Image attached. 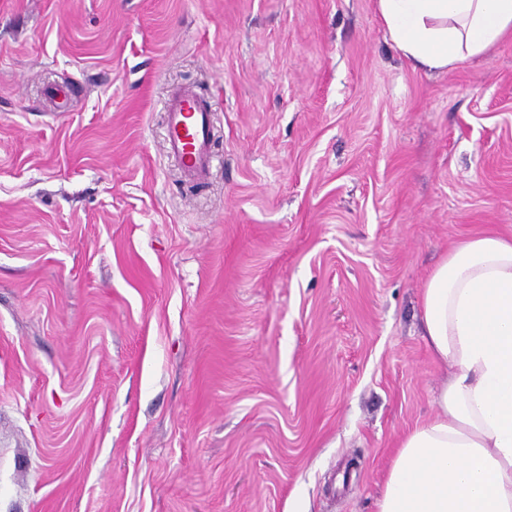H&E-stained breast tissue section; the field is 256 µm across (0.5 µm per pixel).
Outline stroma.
<instances>
[{"mask_svg":"<svg viewBox=\"0 0 512 512\" xmlns=\"http://www.w3.org/2000/svg\"><path fill=\"white\" fill-rule=\"evenodd\" d=\"M484 230L512 37L428 71L375 0H0V512H376L448 379L421 288ZM167 153L189 182H204L211 174L212 111L195 94L178 90L165 104Z\"/></svg>","mask_w":512,"mask_h":512,"instance_id":"stroma-1","label":"stroma"}]
</instances>
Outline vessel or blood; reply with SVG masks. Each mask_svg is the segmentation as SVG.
<instances>
[{
	"instance_id": "1",
	"label": "vessel or blood",
	"mask_w": 512,
	"mask_h": 512,
	"mask_svg": "<svg viewBox=\"0 0 512 512\" xmlns=\"http://www.w3.org/2000/svg\"><path fill=\"white\" fill-rule=\"evenodd\" d=\"M165 113L168 154L187 181L207 180L214 165L211 109L191 91L178 90L168 98Z\"/></svg>"
}]
</instances>
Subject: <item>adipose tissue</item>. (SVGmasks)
I'll list each match as a JSON object with an SVG mask.
<instances>
[{"mask_svg": "<svg viewBox=\"0 0 512 512\" xmlns=\"http://www.w3.org/2000/svg\"><path fill=\"white\" fill-rule=\"evenodd\" d=\"M414 66L444 71L512 34V0H376ZM422 328L450 375L400 440L377 512H512V238L456 243L425 280Z\"/></svg>", "mask_w": 512, "mask_h": 512, "instance_id": "obj_1", "label": "adipose tissue"}]
</instances>
